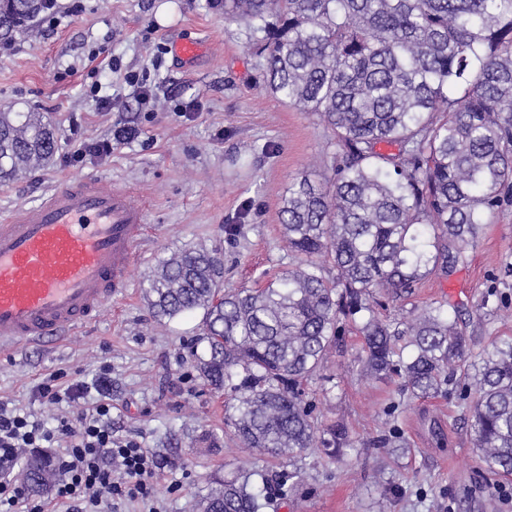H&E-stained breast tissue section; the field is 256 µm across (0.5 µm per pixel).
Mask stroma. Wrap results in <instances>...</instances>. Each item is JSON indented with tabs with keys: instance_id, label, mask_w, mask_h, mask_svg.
<instances>
[{
	"instance_id": "stroma-1",
	"label": "stroma",
	"mask_w": 512,
	"mask_h": 512,
	"mask_svg": "<svg viewBox=\"0 0 512 512\" xmlns=\"http://www.w3.org/2000/svg\"><path fill=\"white\" fill-rule=\"evenodd\" d=\"M82 12L0 41V112H38L51 124L57 150L50 166L0 184V223L39 202L60 182L94 176L102 187L125 185L146 199L148 235L139 264L121 295L67 339L0 353V403L20 407L56 426L75 419L99 396L112 402V433L134 439L159 463L152 503H123L117 512H193L213 482L230 476L253 452L224 433V399L192 375L201 313L166 323L148 308L141 284L159 256L186 246L222 249L224 284L261 288L294 260L280 237V208L289 185L307 173L330 172L332 150L318 117L289 107L265 83V60L239 23L210 0H83ZM202 44L192 65L173 54L175 40ZM116 61L119 72L107 64ZM136 75L153 90L142 102L123 81ZM118 96L117 108L97 110L92 85ZM191 116L181 111L190 103ZM139 130L120 143L121 126ZM111 141L107 157L69 161L78 145ZM238 225L227 237L224 227ZM417 305L458 310L479 355L512 336V208L483 225L464 264L423 280ZM504 304L494 315L481 303ZM362 340L346 331L326 363L335 386L321 379L307 392L328 421L355 440L339 463L307 451L296 492L265 512H512V500L485 488L487 473L472 451L457 394L417 399L400 393L398 377H365ZM60 385L80 381L87 393L42 404L37 387L50 375ZM393 410L408 452L385 455L370 442L384 411ZM215 435L216 447L188 446L193 433Z\"/></svg>"
}]
</instances>
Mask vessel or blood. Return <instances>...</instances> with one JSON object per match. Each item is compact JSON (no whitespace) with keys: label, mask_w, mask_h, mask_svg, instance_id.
<instances>
[{"label":"vessel or blood","mask_w":512,"mask_h":512,"mask_svg":"<svg viewBox=\"0 0 512 512\" xmlns=\"http://www.w3.org/2000/svg\"><path fill=\"white\" fill-rule=\"evenodd\" d=\"M146 210L127 188L77 177L0 224V352L61 341L123 293Z\"/></svg>","instance_id":"1"}]
</instances>
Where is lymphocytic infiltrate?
Instances as JSON below:
<instances>
[{
  "label": "lymphocytic infiltrate",
  "instance_id": "1",
  "mask_svg": "<svg viewBox=\"0 0 512 512\" xmlns=\"http://www.w3.org/2000/svg\"><path fill=\"white\" fill-rule=\"evenodd\" d=\"M111 410L100 400L77 420L46 429L28 413L0 406V512H17L25 500L15 478L22 448L55 449L54 497L67 503L66 512H112L113 501L152 497L157 460L138 442L113 438Z\"/></svg>",
  "mask_w": 512,
  "mask_h": 512
}]
</instances>
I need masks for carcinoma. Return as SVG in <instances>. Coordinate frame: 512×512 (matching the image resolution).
<instances>
[{
    "mask_svg": "<svg viewBox=\"0 0 512 512\" xmlns=\"http://www.w3.org/2000/svg\"><path fill=\"white\" fill-rule=\"evenodd\" d=\"M37 2L0 0V38L27 27ZM224 17L258 35L270 91L320 119L333 178L288 187L281 232L295 264L265 287H224L217 246L160 256L142 281L160 321L203 311L198 378L227 395V425L258 452L195 512H261L299 483L308 449L338 460L352 445L305 392L346 319L362 335L363 372L396 375L413 397L472 394L473 450L491 488L507 482L512 340L470 365L469 337L443 304L378 308L464 263L482 226L512 206V0H224ZM56 148L40 114L0 112L1 181L46 167ZM385 425L371 445L405 455L395 419ZM270 458L281 470L269 472ZM54 475L44 454H26L28 491Z\"/></svg>",
    "mask_w": 512,
    "mask_h": 512,
    "instance_id": "carcinoma-1",
    "label": "carcinoma"
}]
</instances>
